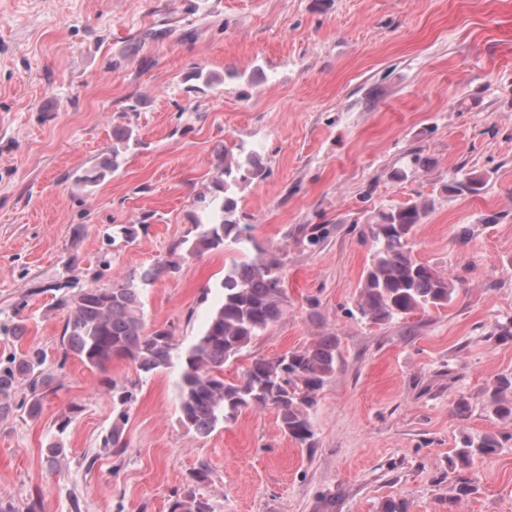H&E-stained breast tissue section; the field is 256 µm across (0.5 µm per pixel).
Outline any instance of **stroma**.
<instances>
[{
    "label": "stroma",
    "mask_w": 512,
    "mask_h": 512,
    "mask_svg": "<svg viewBox=\"0 0 512 512\" xmlns=\"http://www.w3.org/2000/svg\"><path fill=\"white\" fill-rule=\"evenodd\" d=\"M171 36L141 41L149 29ZM221 74L197 89L193 69ZM142 146L98 185L76 173L110 156L116 128ZM256 150L264 179L237 194L242 223L287 247L288 316L227 364L339 341L318 395L315 445L282 432L270 409H246L199 438L178 421L175 373L142 381L123 458L102 447L112 401L133 365L91 369L61 354L64 316L50 284L104 283L148 267L200 213L215 149ZM431 164L394 179L412 153ZM477 173L478 193L444 184ZM416 197L434 209L410 246L463 288L448 306L372 324L355 300L370 256L362 236L380 207ZM133 224V240L105 236ZM298 224H332L325 246L286 243ZM466 228V241L456 232ZM223 252L189 261L145 295L146 320L188 343L224 275ZM512 0H0V360L37 347L59 388L37 416L0 414V497L25 512H168L199 464L214 512H512V441L461 469L463 437L500 430L488 404L512 380ZM466 403L457 416V403ZM59 439L57 466L46 446ZM477 489L449 504L459 479Z\"/></svg>",
    "instance_id": "stroma-1"
}]
</instances>
